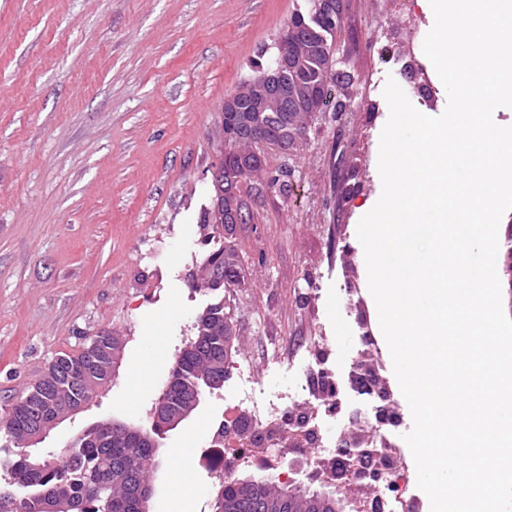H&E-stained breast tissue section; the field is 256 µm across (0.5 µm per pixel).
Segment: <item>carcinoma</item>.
<instances>
[{"instance_id": "carcinoma-1", "label": "carcinoma", "mask_w": 512, "mask_h": 512, "mask_svg": "<svg viewBox=\"0 0 512 512\" xmlns=\"http://www.w3.org/2000/svg\"><path fill=\"white\" fill-rule=\"evenodd\" d=\"M341 11L324 16L328 40L304 57L298 79L320 86L325 111L334 112L335 86L345 74L326 75L323 65L332 55L334 33L341 26ZM214 248L204 258L201 269L224 273V287L243 280L240 260L228 263L221 237L212 235ZM211 315L196 323L195 338L176 356L166 386L170 409L185 410L184 401L192 388L208 390L214 378L231 375L232 319L224 312V302L209 304ZM117 337L108 331L93 336L85 350L58 357L19 402L0 409V470L8 482L0 487V512H39L42 502L52 499L58 512H137V494L151 485L156 449L148 444L132 445V440L90 427L75 436L60 455L32 456L24 443L29 424L38 416L63 410L75 400L88 402L96 389L112 381L113 373L99 369L110 353H119ZM255 491L244 496L235 482L216 480L213 512H263L274 503L277 512H335L334 503L318 491H306L264 475L256 478Z\"/></svg>"}]
</instances>
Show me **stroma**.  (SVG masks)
Masks as SVG:
<instances>
[{
    "label": "stroma",
    "mask_w": 512,
    "mask_h": 512,
    "mask_svg": "<svg viewBox=\"0 0 512 512\" xmlns=\"http://www.w3.org/2000/svg\"><path fill=\"white\" fill-rule=\"evenodd\" d=\"M305 6L0 0V404L98 332L123 342L112 382L43 448L60 452L106 418L146 424L198 314L220 300L188 283L210 250L200 220L220 108L256 61L274 57L281 29ZM398 24L387 0H345L332 52L349 76L336 88L346 109L319 118L290 159L265 149V169L292 165L291 191L262 198L231 239L244 276L228 303L237 355L255 359L265 393L286 391L321 361L346 377L367 330L397 386L357 225L381 194L389 117L359 106L384 98L395 68L377 43ZM227 396H206L161 439L151 512H170L180 474L192 512H211L214 477L197 457Z\"/></svg>",
    "instance_id": "35a3bbf8"
}]
</instances>
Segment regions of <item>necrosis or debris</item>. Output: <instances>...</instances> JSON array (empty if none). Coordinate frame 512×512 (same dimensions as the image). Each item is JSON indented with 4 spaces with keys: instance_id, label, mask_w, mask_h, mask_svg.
I'll return each mask as SVG.
<instances>
[{
    "instance_id": "4bbe7bcc",
    "label": "necrosis or debris",
    "mask_w": 512,
    "mask_h": 512,
    "mask_svg": "<svg viewBox=\"0 0 512 512\" xmlns=\"http://www.w3.org/2000/svg\"><path fill=\"white\" fill-rule=\"evenodd\" d=\"M390 3L405 21L387 36L385 46L397 56L411 92L421 104H431L435 87L414 39L420 30L414 0ZM236 370L237 387L227 398L224 409V433L208 440L207 458L215 472L226 475L240 466L253 464L282 481L290 476L291 456L308 448L312 451L310 467L319 472L322 480L337 482L340 492L349 499L352 512H408L415 502L411 472L408 466L397 464L395 452L383 453L380 469L385 483L371 493L356 478L364 460L323 452L322 417L336 403L333 369L317 363L307 370L294 394L263 400L253 394L252 362L242 359Z\"/></svg>"
}]
</instances>
